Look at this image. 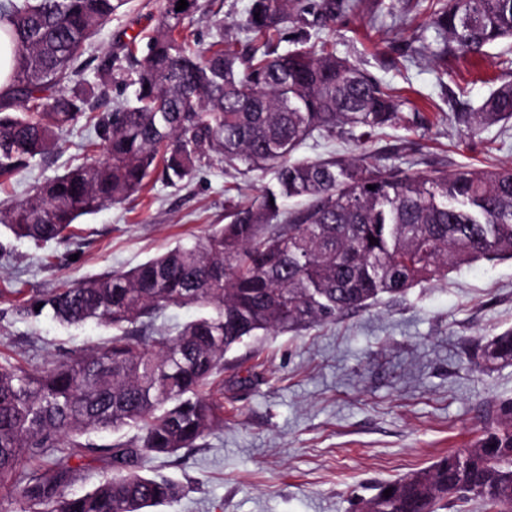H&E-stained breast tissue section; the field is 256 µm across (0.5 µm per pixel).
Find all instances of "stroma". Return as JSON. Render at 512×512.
Listing matches in <instances>:
<instances>
[{
  "instance_id": "1",
  "label": "stroma",
  "mask_w": 512,
  "mask_h": 512,
  "mask_svg": "<svg viewBox=\"0 0 512 512\" xmlns=\"http://www.w3.org/2000/svg\"><path fill=\"white\" fill-rule=\"evenodd\" d=\"M432 0H359L354 10L298 18L299 31L399 91L426 118L386 128L371 141L314 138L315 160L363 158L379 170L415 173L462 166H512V123L469 134L458 114L473 112L495 84L512 82V41L486 47L478 67L436 54ZM163 0H127L95 39L98 57L145 42ZM252 0H199L186 33L209 46H251L240 23ZM226 17L224 27L211 21ZM92 130L77 124L46 158L0 190L24 200L35 183L82 162ZM272 173L231 169L219 157L171 186L151 180L123 204L80 217L70 237L10 240L0 254V355L29 369L104 343L94 323L67 326L27 316L35 294L110 270H127L225 221L226 201L255 200ZM512 329V259L450 270L403 297H383L336 323L261 334L224 357V424L205 441L147 459L148 473L179 481L183 496L156 512H359L360 499L388 481L431 465L480 432L485 404L512 398V365L484 373L473 341Z\"/></svg>"
}]
</instances>
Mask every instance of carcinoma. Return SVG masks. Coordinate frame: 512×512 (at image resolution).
Here are the masks:
<instances>
[{
	"instance_id": "carcinoma-1",
	"label": "carcinoma",
	"mask_w": 512,
	"mask_h": 512,
	"mask_svg": "<svg viewBox=\"0 0 512 512\" xmlns=\"http://www.w3.org/2000/svg\"><path fill=\"white\" fill-rule=\"evenodd\" d=\"M178 2L164 0L144 50L133 42L124 63L97 65L101 85H137L132 101L100 113L79 60L123 0H0V30L16 45L0 102V187L82 119L103 147L0 207V226L14 238L59 240L77 218L124 202L154 175L175 186L214 154L275 179L255 201L229 202V222L204 236L25 307L70 326L94 322L112 330V341L36 372L0 360V492L15 506L0 512H151L172 503L181 486L143 472L144 461L193 447L224 422L208 390L233 347L260 332L334 323L480 259L512 258V167L422 175L297 156L316 135L364 144L420 117L324 42L301 33L302 48L272 47L293 13L320 4L253 0L243 29L255 47L244 53L190 42L183 32L197 0L182 11ZM430 25L440 52L474 57L512 40V0H446ZM11 99L21 111H8ZM460 120L478 129L511 121L512 83ZM182 306L199 315L172 330L155 326ZM477 359L485 372L512 365V330L480 339ZM126 426L138 433L91 439ZM64 448L100 449L112 475L71 493L75 469L57 457ZM477 500L485 512H512V399L485 409L470 446L380 485L361 509L464 512Z\"/></svg>"
}]
</instances>
